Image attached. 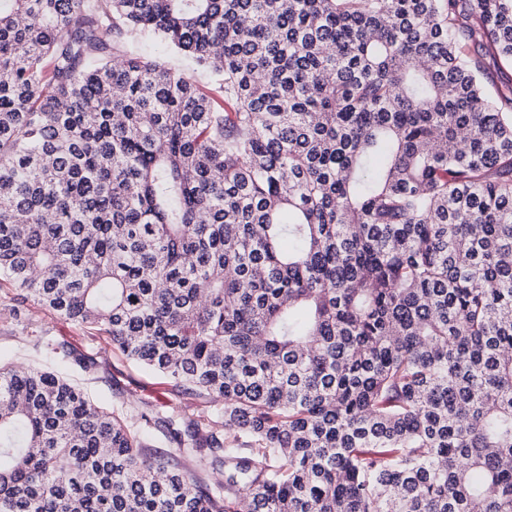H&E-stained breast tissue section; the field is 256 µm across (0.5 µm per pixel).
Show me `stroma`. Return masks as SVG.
Masks as SVG:
<instances>
[{
    "mask_svg": "<svg viewBox=\"0 0 512 512\" xmlns=\"http://www.w3.org/2000/svg\"><path fill=\"white\" fill-rule=\"evenodd\" d=\"M34 324L55 342L93 359L96 369L78 371L61 356L37 346L30 330ZM17 362L44 365L69 375L90 396L121 416L129 413V401L134 397L159 412L188 402L167 379L144 370L119 349L106 346L101 336L41 308L5 285L0 287V364Z\"/></svg>",
    "mask_w": 512,
    "mask_h": 512,
    "instance_id": "stroma-1",
    "label": "stroma"
}]
</instances>
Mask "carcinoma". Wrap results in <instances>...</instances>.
I'll return each mask as SVG.
<instances>
[{"label": "carcinoma", "instance_id": "carcinoma-1", "mask_svg": "<svg viewBox=\"0 0 512 512\" xmlns=\"http://www.w3.org/2000/svg\"><path fill=\"white\" fill-rule=\"evenodd\" d=\"M488 59L512 0H0V284L210 404L0 366V512H512ZM129 49L148 58L166 61L175 67L186 68L188 64L181 55L171 51L162 42L153 37L137 38L130 43Z\"/></svg>", "mask_w": 512, "mask_h": 512}]
</instances>
